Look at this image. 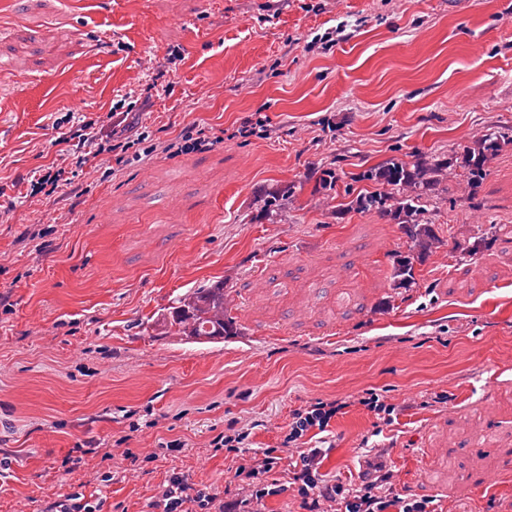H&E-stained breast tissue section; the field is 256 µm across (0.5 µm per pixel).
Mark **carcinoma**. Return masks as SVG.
Returning a JSON list of instances; mask_svg holds the SVG:
<instances>
[{
  "label": "carcinoma",
  "mask_w": 512,
  "mask_h": 512,
  "mask_svg": "<svg viewBox=\"0 0 512 512\" xmlns=\"http://www.w3.org/2000/svg\"><path fill=\"white\" fill-rule=\"evenodd\" d=\"M512 136L493 132L484 135L475 146L466 149L464 167L471 189L479 188L487 176L486 163L497 155ZM443 164L416 161L407 163L391 158L383 164L365 170L360 179L386 184L393 195L378 193L358 194L347 206L360 212H377L400 224L407 237L408 252L398 251L393 256L394 285L407 288L416 281V265L424 262L429 250L437 242L431 225L424 222L430 203V192L439 184L437 175ZM296 193L295 185H286L270 194L266 209L278 210ZM163 327L172 336L193 343H209L226 336L237 335L234 317L224 311V285H203L177 301L163 318Z\"/></svg>",
  "instance_id": "carcinoma-1"
}]
</instances>
